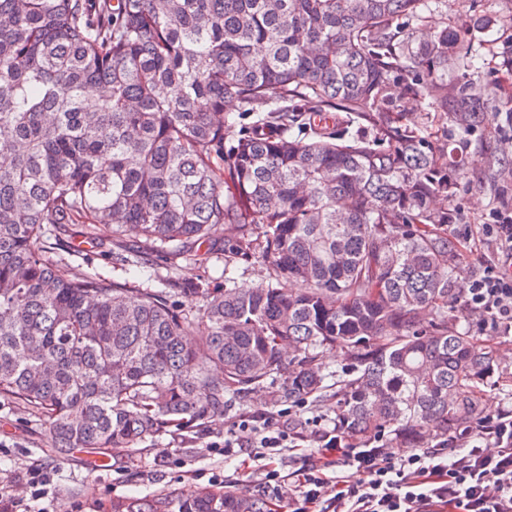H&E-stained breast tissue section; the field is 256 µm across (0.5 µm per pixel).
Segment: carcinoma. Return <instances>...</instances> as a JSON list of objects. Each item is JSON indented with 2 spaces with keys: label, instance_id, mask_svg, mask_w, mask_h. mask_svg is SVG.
I'll list each match as a JSON object with an SVG mask.
<instances>
[{
  "label": "carcinoma",
  "instance_id": "obj_1",
  "mask_svg": "<svg viewBox=\"0 0 512 512\" xmlns=\"http://www.w3.org/2000/svg\"><path fill=\"white\" fill-rule=\"evenodd\" d=\"M421 4L0 0V397L42 416L49 452L131 454L264 388L297 405L332 396L343 436L406 448L481 415L479 387L507 370L448 314L456 211L432 206L465 161L391 115L392 84L465 133L494 117L473 82L448 79L468 52L459 30L396 40ZM233 106L259 118L226 156ZM48 224L58 241L74 224L115 240L133 228L177 255L224 226L229 257L273 277L242 291L226 276L212 295L63 276ZM181 298L202 300L196 317ZM331 349L349 364L324 369ZM110 512L270 506L195 487Z\"/></svg>",
  "mask_w": 512,
  "mask_h": 512
}]
</instances>
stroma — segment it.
Returning a JSON list of instances; mask_svg holds the SVG:
<instances>
[{"mask_svg": "<svg viewBox=\"0 0 512 512\" xmlns=\"http://www.w3.org/2000/svg\"><path fill=\"white\" fill-rule=\"evenodd\" d=\"M477 19L486 20L484 29H472ZM446 24L457 26L471 41V50L457 66L456 75L491 88V95L484 99L486 112L505 109L507 100L512 99V0H424L420 18L409 26L430 31ZM392 97L402 123L427 122L428 136L435 145L463 148L468 174L455 189L459 219L451 230L458 241L461 276L470 280L480 273L482 260L495 257L484 245L483 224L490 222L493 210H512V125L502 122L497 128L479 129L464 137L448 115L429 110L426 101L406 93L402 82H395ZM491 153L500 158L499 166H487L486 157ZM225 237L224 231H217L212 246L183 257L168 254L133 233L118 241L103 235L87 243L76 231L52 250L50 257L66 273L98 275L139 288H162L193 278L216 293L223 291L228 274L239 288L268 280V269L255 260L239 258L225 265ZM128 252L145 253L149 259L137 266L117 261V254ZM491 340L511 375L483 387L482 403L488 414L512 407V334L495 333ZM278 411L277 404L267 402L265 393H254L191 429L147 438L135 454L97 465L81 452L64 458L48 454L51 438L42 421L1 398L0 493L14 499L19 512H109L112 500L119 497L161 494L182 487L207 486L218 491L228 487L239 496L267 499L274 512H294L297 492L284 485L267 487L256 462L228 460L222 452L224 429L232 421L242 415ZM292 416L303 426L298 431L299 449L281 453L279 470L284 475L303 465L302 450L313 446L317 429L333 427L336 403L328 400L296 407ZM32 469L46 470L50 476L47 492L40 499L33 497L28 484Z\"/></svg>", "mask_w": 512, "mask_h": 512, "instance_id": "35a3bbf8", "label": "stroma"}]
</instances>
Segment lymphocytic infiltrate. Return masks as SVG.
Returning <instances> with one entry per match:
<instances>
[{
  "label": "lymphocytic infiltrate",
  "instance_id": "f902f5d3",
  "mask_svg": "<svg viewBox=\"0 0 512 512\" xmlns=\"http://www.w3.org/2000/svg\"><path fill=\"white\" fill-rule=\"evenodd\" d=\"M482 234L496 262L484 264L465 290L469 308L490 329L512 331V211L494 213ZM289 410L243 417L224 433V456L244 450L266 460L265 481L276 482L281 449L295 445ZM303 497L297 512H512V410L478 418L460 436L407 456L386 445L354 443L323 429L296 472Z\"/></svg>",
  "mask_w": 512,
  "mask_h": 512
}]
</instances>
